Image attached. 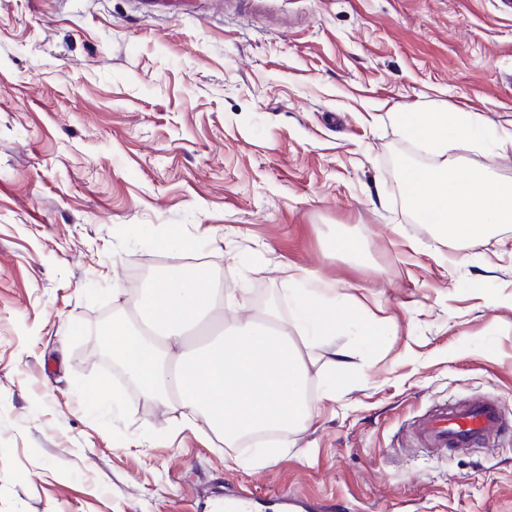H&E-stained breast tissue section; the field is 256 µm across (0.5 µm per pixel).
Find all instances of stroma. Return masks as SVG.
Here are the masks:
<instances>
[{
	"instance_id": "1",
	"label": "stroma",
	"mask_w": 512,
	"mask_h": 512,
	"mask_svg": "<svg viewBox=\"0 0 512 512\" xmlns=\"http://www.w3.org/2000/svg\"><path fill=\"white\" fill-rule=\"evenodd\" d=\"M426 107L512 129L505 0H0V512H215L228 483L256 512H512V432L414 439L436 406L512 404V227L410 214L394 156L431 158L396 117ZM448 155L512 181V147ZM201 266L226 314L287 323L312 427L225 446L100 353L129 282ZM299 269L337 284L335 345L294 319Z\"/></svg>"
}]
</instances>
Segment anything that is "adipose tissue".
Returning a JSON list of instances; mask_svg holds the SVG:
<instances>
[{
  "mask_svg": "<svg viewBox=\"0 0 512 512\" xmlns=\"http://www.w3.org/2000/svg\"><path fill=\"white\" fill-rule=\"evenodd\" d=\"M287 280L307 335L334 342L341 320L327 301L335 284L306 270L290 273ZM134 305L145 330L115 320L104 334L146 399H178L191 414L190 425L205 424L228 443L247 431L314 424L313 408L302 403L305 371L287 323L273 324L251 312L187 345V333L224 307L223 289L214 287L210 273L201 268L188 276L169 275Z\"/></svg>",
  "mask_w": 512,
  "mask_h": 512,
  "instance_id": "obj_1",
  "label": "adipose tissue"
}]
</instances>
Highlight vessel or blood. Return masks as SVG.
I'll use <instances>...</instances> for the list:
<instances>
[{"label": "vessel or blood", "mask_w": 512, "mask_h": 512, "mask_svg": "<svg viewBox=\"0 0 512 512\" xmlns=\"http://www.w3.org/2000/svg\"><path fill=\"white\" fill-rule=\"evenodd\" d=\"M506 411L505 403L482 400L439 406L418 422L415 436L426 448H479L501 433Z\"/></svg>", "instance_id": "1"}]
</instances>
